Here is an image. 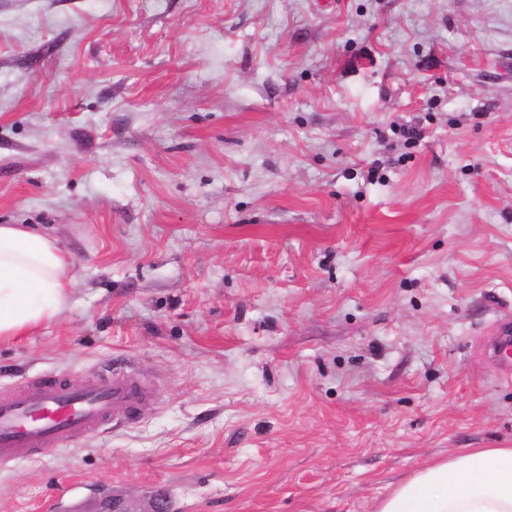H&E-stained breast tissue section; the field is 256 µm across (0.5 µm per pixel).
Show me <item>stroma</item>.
Masks as SVG:
<instances>
[{"label":"stroma","instance_id":"1","mask_svg":"<svg viewBox=\"0 0 512 512\" xmlns=\"http://www.w3.org/2000/svg\"><path fill=\"white\" fill-rule=\"evenodd\" d=\"M0 224L77 273L0 398L152 396L0 512H372L512 446V0H0ZM496 338L492 344V351L502 362L511 364L512 357V321H501L495 325L494 333Z\"/></svg>","mask_w":512,"mask_h":512}]
</instances>
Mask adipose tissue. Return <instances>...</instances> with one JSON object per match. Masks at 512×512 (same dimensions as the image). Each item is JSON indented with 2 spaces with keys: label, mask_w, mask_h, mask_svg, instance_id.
<instances>
[{
  "label": "adipose tissue",
  "mask_w": 512,
  "mask_h": 512,
  "mask_svg": "<svg viewBox=\"0 0 512 512\" xmlns=\"http://www.w3.org/2000/svg\"><path fill=\"white\" fill-rule=\"evenodd\" d=\"M74 261L23 224H0V342L55 320L75 283ZM373 512H512V448H467L391 486Z\"/></svg>",
  "instance_id": "adipose-tissue-1"
}]
</instances>
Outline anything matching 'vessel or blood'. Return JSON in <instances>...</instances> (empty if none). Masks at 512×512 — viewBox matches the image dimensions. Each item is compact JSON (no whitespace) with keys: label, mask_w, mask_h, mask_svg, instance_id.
<instances>
[{"label":"vessel or blood","mask_w":512,"mask_h":512,"mask_svg":"<svg viewBox=\"0 0 512 512\" xmlns=\"http://www.w3.org/2000/svg\"><path fill=\"white\" fill-rule=\"evenodd\" d=\"M494 334V356L512 360V321L498 322ZM148 399L128 374L79 382L32 380L0 399V463L23 458L34 448L65 447L96 433L111 418L135 420Z\"/></svg>","instance_id":"1"}]
</instances>
